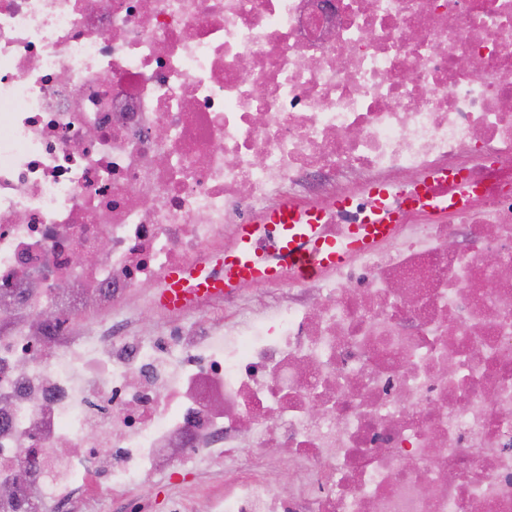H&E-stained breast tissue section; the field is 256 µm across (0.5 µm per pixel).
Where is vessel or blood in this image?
Masks as SVG:
<instances>
[{
	"mask_svg": "<svg viewBox=\"0 0 512 512\" xmlns=\"http://www.w3.org/2000/svg\"><path fill=\"white\" fill-rule=\"evenodd\" d=\"M371 208L358 223L347 225L337 237L322 230L324 210L284 202L236 225L232 243L210 267L188 273L172 269L167 286L155 300L168 309L181 308L192 295L219 294L241 284L259 285L275 280L282 267L303 280H315L345 266L354 256L395 236L397 205L424 202L435 211L448 208V192L432 189L427 198L413 193L395 195L390 184L369 183Z\"/></svg>",
	"mask_w": 512,
	"mask_h": 512,
	"instance_id": "b4317fda",
	"label": "vessel or blood"
}]
</instances>
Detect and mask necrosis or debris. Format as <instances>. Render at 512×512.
Masks as SVG:
<instances>
[{
    "mask_svg": "<svg viewBox=\"0 0 512 512\" xmlns=\"http://www.w3.org/2000/svg\"><path fill=\"white\" fill-rule=\"evenodd\" d=\"M441 168L476 196L321 279L283 272L260 313L241 289L152 303L263 209ZM501 265L512 0H0V289L21 312L0 468L38 449L31 493L57 512L203 458L226 463L207 512H512ZM134 300L151 339L126 332ZM272 448L306 492L270 481Z\"/></svg>",
    "mask_w": 512,
    "mask_h": 512,
    "instance_id": "1",
    "label": "necrosis or debris"
}]
</instances>
